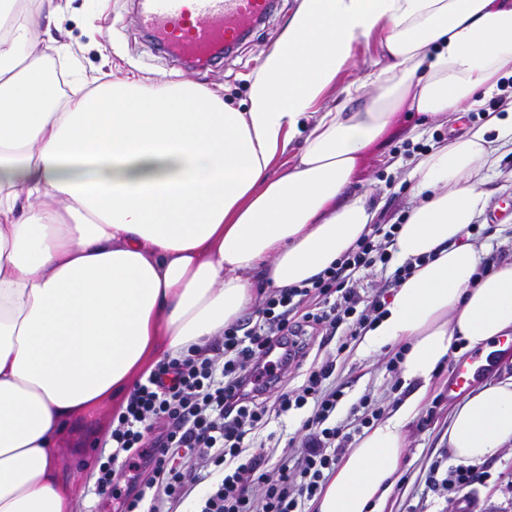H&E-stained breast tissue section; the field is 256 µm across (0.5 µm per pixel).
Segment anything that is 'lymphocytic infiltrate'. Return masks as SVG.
I'll return each mask as SVG.
<instances>
[{
    "label": "lymphocytic infiltrate",
    "mask_w": 512,
    "mask_h": 512,
    "mask_svg": "<svg viewBox=\"0 0 512 512\" xmlns=\"http://www.w3.org/2000/svg\"><path fill=\"white\" fill-rule=\"evenodd\" d=\"M398 230L373 225L311 282L265 291L254 319L160 362L112 420L95 460V495L116 494L126 476L124 512H178L202 483L197 512H305L350 439L327 424L344 393L325 386L334 371L329 359L297 387L282 382L303 349L305 328L351 341L383 316V301L362 303L357 285L362 273L391 268ZM391 270L395 286L411 273L407 264ZM271 391L277 397L270 404ZM301 409L307 415L287 451L251 450L273 416Z\"/></svg>",
    "instance_id": "lymphocytic-infiltrate-1"
}]
</instances>
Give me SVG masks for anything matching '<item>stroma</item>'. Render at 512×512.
Masks as SVG:
<instances>
[{
  "label": "stroma",
  "mask_w": 512,
  "mask_h": 512,
  "mask_svg": "<svg viewBox=\"0 0 512 512\" xmlns=\"http://www.w3.org/2000/svg\"><path fill=\"white\" fill-rule=\"evenodd\" d=\"M293 4L294 0H274L269 17L251 31L237 50L191 72L175 54L165 52L141 29L135 0H70L62 34L80 55L89 74L134 73L151 79H172L186 73L240 108L247 99L248 74L257 65L261 50L276 39ZM379 56L377 35L360 39L351 66L328 92L327 101L340 100L345 85L371 71ZM418 121L414 113H396L384 143L365 157L359 188L371 191L373 199L382 200L377 223H395L416 204L407 178V145L416 142L427 146L433 139H448L455 127L454 122L442 119L429 123L425 133L418 136L413 131ZM498 153V166L487 174L493 192L489 211L475 220L470 231L471 241L482 244L483 259L489 263L512 260V146L499 144ZM340 343L337 337H307L302 357L289 369L288 385H300L312 367L333 360L331 382L344 392L335 422L351 431L356 426L351 407L362 396H370L382 416L387 417L411 389L391 364L393 348L363 357L358 353L357 342H350L345 349ZM455 366V361H448L435 375L422 412L408 427V448L384 512H512V447L484 463L486 476L480 482L448 494L427 487L434 462H441L446 469L454 466L448 456V422L459 400L449 397L448 380ZM115 412V406L107 403L86 414L72 431L79 453L61 457L62 470L82 492L77 512H121L118 500L92 492L94 450L109 433Z\"/></svg>",
  "instance_id": "35a3bbf8"
}]
</instances>
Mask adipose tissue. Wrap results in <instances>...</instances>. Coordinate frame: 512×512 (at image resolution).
I'll use <instances>...</instances> for the list:
<instances>
[{"label": "adipose tissue", "instance_id": "obj_1", "mask_svg": "<svg viewBox=\"0 0 512 512\" xmlns=\"http://www.w3.org/2000/svg\"><path fill=\"white\" fill-rule=\"evenodd\" d=\"M17 3L0 0V512H74L81 491L58 465L69 424L223 335L258 291L352 249L378 213L357 188L366 152L395 113H465L512 75V0H296L241 109L189 79L93 86L78 69L59 90L46 52L68 47L37 33L61 0L20 20ZM374 33L382 61L327 105ZM496 138L512 143V111L411 159L420 201L390 251L413 269L358 352L404 343L415 389L347 450L314 512H379L436 371L512 334V261L481 270L467 241ZM510 445L512 377L448 426L458 463Z\"/></svg>", "mask_w": 512, "mask_h": 512}]
</instances>
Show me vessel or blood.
<instances>
[{
	"mask_svg": "<svg viewBox=\"0 0 512 512\" xmlns=\"http://www.w3.org/2000/svg\"><path fill=\"white\" fill-rule=\"evenodd\" d=\"M272 0H141L138 20L163 44L194 56L214 46L237 44L245 31L267 17ZM476 360L456 365L449 395L465 391L483 372Z\"/></svg>",
	"mask_w": 512,
	"mask_h": 512,
	"instance_id": "b4317fda",
	"label": "vessel or blood"
}]
</instances>
